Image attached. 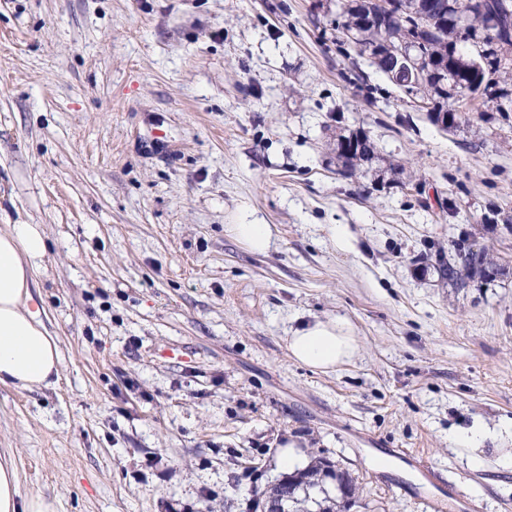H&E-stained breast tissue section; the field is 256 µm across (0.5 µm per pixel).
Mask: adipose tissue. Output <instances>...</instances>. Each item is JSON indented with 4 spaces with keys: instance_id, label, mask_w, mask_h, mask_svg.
I'll return each mask as SVG.
<instances>
[{
    "instance_id": "ef3b65f1",
    "label": "adipose tissue",
    "mask_w": 512,
    "mask_h": 512,
    "mask_svg": "<svg viewBox=\"0 0 512 512\" xmlns=\"http://www.w3.org/2000/svg\"><path fill=\"white\" fill-rule=\"evenodd\" d=\"M46 254L42 225L0 227V384L40 388L52 385L59 376V347L34 297L36 274ZM286 343L295 362L322 372L350 363L360 351L358 336L341 318L300 323ZM0 512H57V508L44 495H22L15 468L3 461Z\"/></svg>"
}]
</instances>
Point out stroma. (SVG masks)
Listing matches in <instances>:
<instances>
[{"label":"stroma","mask_w":512,"mask_h":512,"mask_svg":"<svg viewBox=\"0 0 512 512\" xmlns=\"http://www.w3.org/2000/svg\"><path fill=\"white\" fill-rule=\"evenodd\" d=\"M336 0H0V225L40 224L59 378L0 384V452L58 512H251L319 457L351 512H430L402 460L512 512V112L444 130L369 57ZM367 131L394 180L346 178ZM497 211L501 221L483 216ZM267 224L255 253L226 230ZM469 237L503 276L457 289L422 254ZM341 317L333 372L290 328ZM286 343L295 362L322 372L350 363L360 351L358 336L341 318L300 323L289 332Z\"/></svg>","instance_id":"35a3bbf8"}]
</instances>
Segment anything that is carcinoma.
Listing matches in <instances>:
<instances>
[{
  "label": "carcinoma",
  "instance_id": "cac0c4a2",
  "mask_svg": "<svg viewBox=\"0 0 512 512\" xmlns=\"http://www.w3.org/2000/svg\"><path fill=\"white\" fill-rule=\"evenodd\" d=\"M338 25L347 36L348 45L358 54L375 43L398 44L407 39L410 14L418 8L430 9L438 18L436 34L422 47L424 61L436 78L419 89L420 97L436 101L438 111L459 117L457 98L494 100L493 94H512V0H396L394 12L371 18L337 0ZM471 16L474 37L483 41L487 63L480 66L461 50L460 34L454 21L457 10ZM506 60L511 66L498 68ZM345 176L354 170L380 172L382 157H369L363 151L353 157L336 152ZM437 261L442 279L455 288L466 287L467 281L487 275L494 264L485 247L461 239L452 242L448 252H440ZM332 463L319 459L303 470L288 474L287 512H348L355 503L357 487L348 471L331 470Z\"/></svg>",
  "mask_w": 512,
  "mask_h": 512
}]
</instances>
